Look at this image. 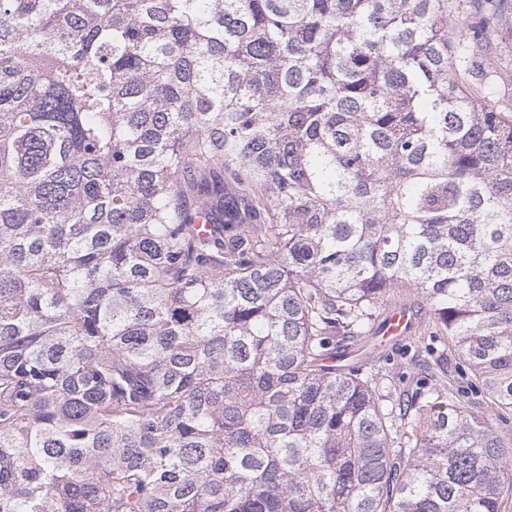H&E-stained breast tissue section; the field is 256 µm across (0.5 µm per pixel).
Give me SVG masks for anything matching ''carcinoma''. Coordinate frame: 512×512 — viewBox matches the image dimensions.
<instances>
[{"label": "carcinoma", "mask_w": 512, "mask_h": 512, "mask_svg": "<svg viewBox=\"0 0 512 512\" xmlns=\"http://www.w3.org/2000/svg\"><path fill=\"white\" fill-rule=\"evenodd\" d=\"M512 0H0V512H507L396 290L512 413ZM210 225V229L203 225ZM416 325L417 318L412 309L403 302H395L387 308L377 335L370 343V349L360 361L370 362L400 344L412 334ZM420 331L418 329L400 346L385 353L388 354L386 358L376 360L367 366L380 373L389 372L396 377L400 376L407 391L415 392L428 388L431 385L430 371L422 361H419L421 359L417 357L414 348V339L420 336Z\"/></svg>", "instance_id": "cac0c4a2"}]
</instances>
